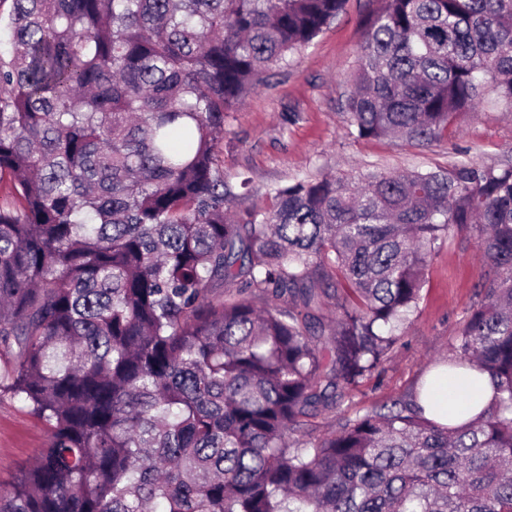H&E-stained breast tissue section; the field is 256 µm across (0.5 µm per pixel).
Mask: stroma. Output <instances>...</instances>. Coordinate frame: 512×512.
<instances>
[{
  "label": "stroma",
  "mask_w": 512,
  "mask_h": 512,
  "mask_svg": "<svg viewBox=\"0 0 512 512\" xmlns=\"http://www.w3.org/2000/svg\"><path fill=\"white\" fill-rule=\"evenodd\" d=\"M374 7V0H347L322 33L274 66L266 84L225 113L221 161L225 179L237 188L232 211L268 208L271 189L326 172L512 162V112L490 100L459 116L447 138L425 146L349 135L344 104L363 38L360 19ZM245 177L250 185L243 189L239 182ZM485 270L467 234L447 240L429 262L418 309L388 360L352 387L335 410L315 419V434L418 388L447 355L465 310L478 302ZM48 442L46 426L19 399L0 391V485L9 484Z\"/></svg>",
  "instance_id": "35a3bbf8"
}]
</instances>
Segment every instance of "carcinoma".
<instances>
[{"label":"carcinoma","mask_w":512,"mask_h":512,"mask_svg":"<svg viewBox=\"0 0 512 512\" xmlns=\"http://www.w3.org/2000/svg\"><path fill=\"white\" fill-rule=\"evenodd\" d=\"M351 134L512 109V0H376ZM346 0H11L0 26V387L47 447L0 512H512V164L298 180L228 213L224 113ZM492 271L427 387L313 435L387 359L432 254ZM227 288V294L217 290ZM469 378L466 382L448 380V376L439 380L434 388L436 407L431 410L427 401H422L427 415H432V411H435L439 415L438 420L447 424L448 409L453 410L458 407L461 402V392L465 393L466 398L474 400L485 399L490 394V385L484 376L472 372ZM437 406H441L442 409H438Z\"/></svg>","instance_id":"1"}]
</instances>
